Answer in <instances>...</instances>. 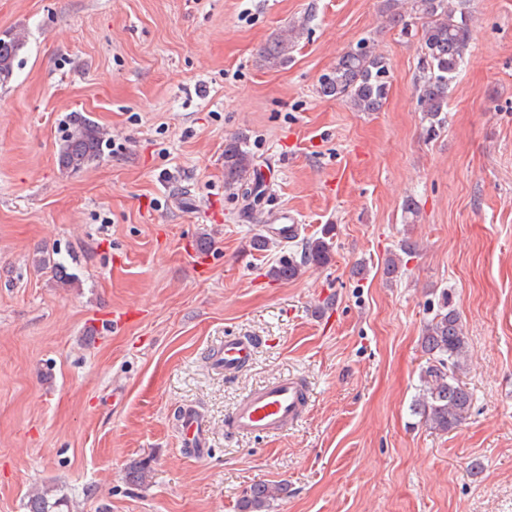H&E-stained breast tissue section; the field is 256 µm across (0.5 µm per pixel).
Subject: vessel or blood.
<instances>
[{"mask_svg": "<svg viewBox=\"0 0 512 512\" xmlns=\"http://www.w3.org/2000/svg\"><path fill=\"white\" fill-rule=\"evenodd\" d=\"M271 233L289 240L300 233V226L287 211H280L270 225ZM258 340L247 336H228L224 345L210 357L211 366L232 377L253 362ZM308 402L303 380L285 376L252 389L232 410L225 422V431L232 436H276L296 423ZM179 434L183 447L192 449L195 456H204L205 424L201 413L184 408L179 414Z\"/></svg>", "mask_w": 512, "mask_h": 512, "instance_id": "1", "label": "vessel or blood"}]
</instances>
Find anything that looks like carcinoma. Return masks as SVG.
Masks as SVG:
<instances>
[{
	"instance_id": "1",
	"label": "carcinoma",
	"mask_w": 512,
	"mask_h": 512,
	"mask_svg": "<svg viewBox=\"0 0 512 512\" xmlns=\"http://www.w3.org/2000/svg\"><path fill=\"white\" fill-rule=\"evenodd\" d=\"M389 21L409 29V19L422 21L420 41V76L415 88L416 102L427 122L426 131L437 134L447 122L448 96L472 40L470 0H407L409 14L395 9L398 0H386ZM307 21L292 24L288 34L278 37L264 48L267 61L277 65L289 55L306 30ZM24 47L22 37L0 36V81L13 74L14 62ZM389 67L385 59L374 53L367 41L345 52L336 64L319 80V92L347 103L357 112H378L389 93ZM103 150V134L91 119L75 114L69 119V132L58 153L61 168L79 171L98 159ZM253 155L242 139L224 146V180L228 187L239 188L244 199H259L264 188L259 179L243 183L252 165ZM332 244L326 237L308 239L302 243L301 261L284 258L271 271L277 279H294L301 266L314 262L324 265L331 260ZM421 346L428 358L420 371V389L413 402L414 413L431 428L446 432L465 421L471 410L472 394L459 380L462 359L469 344L452 298L442 294L437 309L428 321L421 337ZM284 492L256 484L246 490L242 499L243 512H267L270 501ZM65 501L50 500L43 493L31 497L28 512H63Z\"/></svg>"
}]
</instances>
